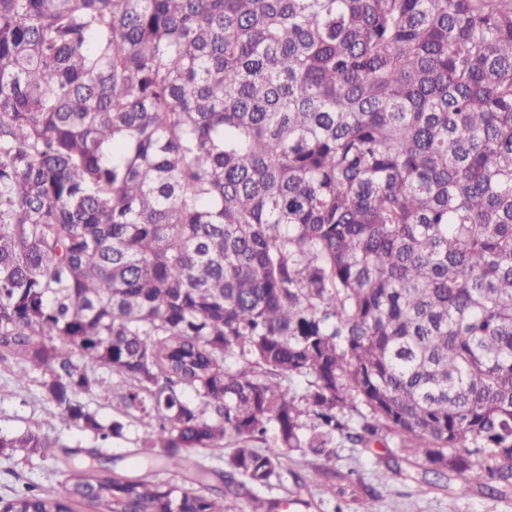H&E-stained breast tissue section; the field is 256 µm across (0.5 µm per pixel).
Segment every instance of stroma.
Here are the masks:
<instances>
[{"label": "stroma", "instance_id": "stroma-1", "mask_svg": "<svg viewBox=\"0 0 512 512\" xmlns=\"http://www.w3.org/2000/svg\"><path fill=\"white\" fill-rule=\"evenodd\" d=\"M85 401L101 422H123L121 434L111 438L104 453L117 468L127 467L131 452L140 446L142 421L126 416L116 393L97 392L86 396ZM29 426L70 448L92 444L81 423L68 419L49 402L37 382L21 386L0 370V430L15 432ZM281 457V476L265 496L289 501L288 512H333L337 507L343 512H512V489L494 497L475 491L462 498L456 493V476H449L436 486L426 484L421 479V460L389 431L366 447L339 444L327 460L287 448L282 449ZM316 467L339 476L350 473L355 480L346 484L343 494L333 497L324 492L321 484L310 481L309 475ZM31 479L56 486L64 481L63 475L56 473L53 460L38 456L8 460L0 455V496H7L10 488ZM372 489L377 491V499L369 498Z\"/></svg>", "mask_w": 512, "mask_h": 512}]
</instances>
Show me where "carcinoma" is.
Wrapping results in <instances>:
<instances>
[{
    "label": "carcinoma",
    "mask_w": 512,
    "mask_h": 512,
    "mask_svg": "<svg viewBox=\"0 0 512 512\" xmlns=\"http://www.w3.org/2000/svg\"><path fill=\"white\" fill-rule=\"evenodd\" d=\"M8 359L95 445L0 433L66 456L0 512H260L253 443L385 429L512 489V0H0ZM105 370L183 483L74 462Z\"/></svg>",
    "instance_id": "1"
}]
</instances>
